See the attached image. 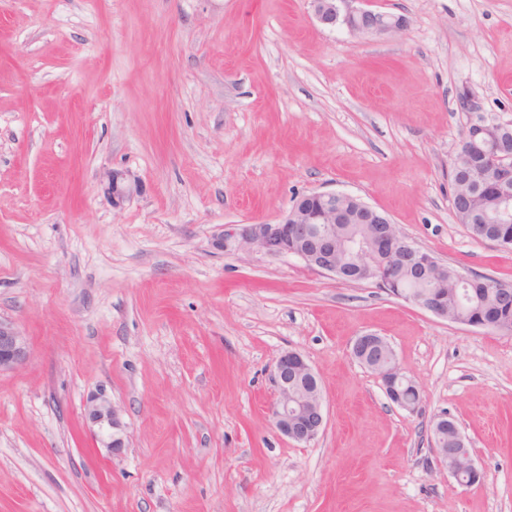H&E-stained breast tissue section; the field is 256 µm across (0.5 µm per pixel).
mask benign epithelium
<instances>
[{"mask_svg": "<svg viewBox=\"0 0 512 512\" xmlns=\"http://www.w3.org/2000/svg\"><path fill=\"white\" fill-rule=\"evenodd\" d=\"M316 20L326 26H345L350 32L362 37L395 34L405 30L408 20L364 7L366 0H309ZM508 123L474 116L467 130L473 132L469 141L481 147L492 157V167L481 181L482 189L499 198L503 209L512 206V153L504 149L493 129L506 127ZM129 193L125 175L112 174V198L120 204ZM389 224L391 228L376 232L370 243L375 253H387L394 249L403 260L421 258V266L415 272L425 277L428 269L440 266L442 261L417 247L407 237H398L399 228L389 216L362 201L342 192H311L299 197L289 211L277 222H253L250 224H226L213 239V246L224 251L257 250L272 257L294 255L309 267L323 274L345 276L336 265V224ZM396 298L412 303L435 316L446 319L448 310L434 304L419 302L398 291L391 292ZM366 349L392 351L389 343L374 333L358 336L352 346V356ZM30 356L28 339L15 327L0 321V372L24 363ZM274 381L277 397L271 406L274 427L286 438L298 444L313 441L326 425L321 379L312 366L297 351H286L276 360ZM83 414L98 428L102 445L116 453L125 447L119 409L112 397L99 390L87 397ZM457 448H434L437 463L460 485L468 486L467 477L481 475L475 465L465 437L456 432Z\"/></svg>", "mask_w": 512, "mask_h": 512, "instance_id": "1", "label": "benign epithelium"}]
</instances>
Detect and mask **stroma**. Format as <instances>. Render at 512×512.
<instances>
[{"label": "stroma", "instance_id": "stroma-1", "mask_svg": "<svg viewBox=\"0 0 512 512\" xmlns=\"http://www.w3.org/2000/svg\"><path fill=\"white\" fill-rule=\"evenodd\" d=\"M369 6L406 30L328 28L308 0H0V321L31 347L0 373V512H512V335L212 246L336 191L512 284V251L457 224L449 178L461 93L512 120V0ZM364 332L417 411L351 357ZM286 350L322 382L306 446L271 422ZM100 389L117 455L83 417ZM444 413L477 485L435 460Z\"/></svg>", "mask_w": 512, "mask_h": 512}]
</instances>
